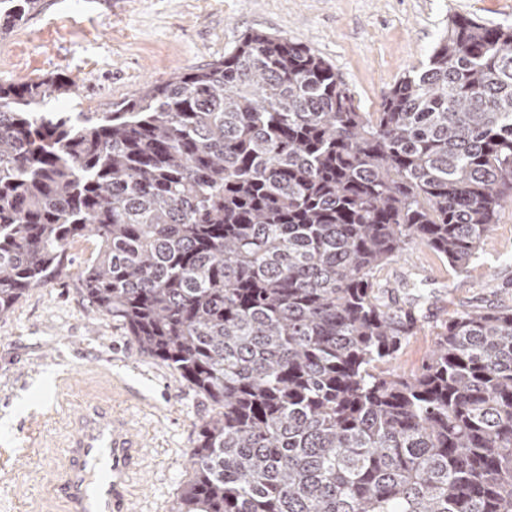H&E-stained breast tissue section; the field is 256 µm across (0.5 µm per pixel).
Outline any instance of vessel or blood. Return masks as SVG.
I'll return each mask as SVG.
<instances>
[{"label": "vessel or blood", "instance_id": "1", "mask_svg": "<svg viewBox=\"0 0 512 512\" xmlns=\"http://www.w3.org/2000/svg\"><path fill=\"white\" fill-rule=\"evenodd\" d=\"M66 448V467L56 477L66 512H129L133 477L143 461L129 420L86 406Z\"/></svg>", "mask_w": 512, "mask_h": 512}]
</instances>
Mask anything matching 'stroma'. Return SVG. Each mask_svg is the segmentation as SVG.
Segmentation results:
<instances>
[{"instance_id":"stroma-1","label":"stroma","mask_w":512,"mask_h":512,"mask_svg":"<svg viewBox=\"0 0 512 512\" xmlns=\"http://www.w3.org/2000/svg\"><path fill=\"white\" fill-rule=\"evenodd\" d=\"M512 25V0H40L0 32V83L69 74L70 96L51 112H95L144 85L223 58L251 29L308 45L332 65L363 112L421 67L449 19ZM95 237L70 244L62 274L31 289L0 318V512H63L50 475L62 464L71 418L87 403L128 416L145 468L132 512H171L191 469L198 426L216 407L126 331L91 312L81 270ZM384 298L405 305L413 284L418 322L392 367L421 366L438 328L457 312L512 307V204L478 256L458 273L414 244L378 273Z\"/></svg>"}]
</instances>
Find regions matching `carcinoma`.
I'll return each instance as SVG.
<instances>
[{
    "label": "carcinoma",
    "instance_id": "obj_1",
    "mask_svg": "<svg viewBox=\"0 0 512 512\" xmlns=\"http://www.w3.org/2000/svg\"><path fill=\"white\" fill-rule=\"evenodd\" d=\"M38 0H0V27ZM63 73L0 83V317L80 275L219 406L173 512H512V309L416 322L377 273L418 241L464 269L512 202V26L453 17L361 112L311 48L263 31L100 112H43Z\"/></svg>",
    "mask_w": 512,
    "mask_h": 512
}]
</instances>
